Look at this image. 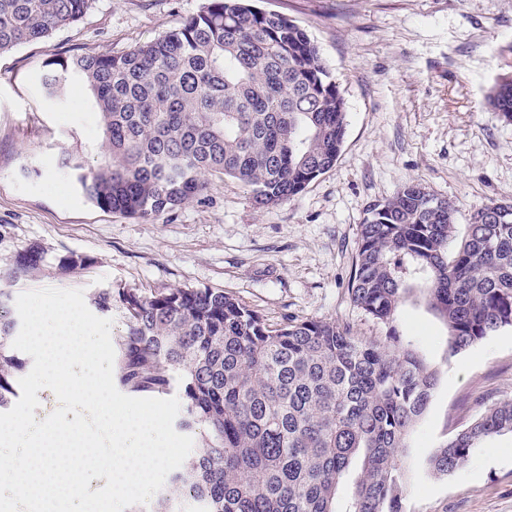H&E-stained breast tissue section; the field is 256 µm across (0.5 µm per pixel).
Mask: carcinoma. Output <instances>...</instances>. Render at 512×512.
I'll return each instance as SVG.
<instances>
[{"mask_svg": "<svg viewBox=\"0 0 512 512\" xmlns=\"http://www.w3.org/2000/svg\"><path fill=\"white\" fill-rule=\"evenodd\" d=\"M95 0H0V53L45 42L82 19ZM76 77L91 91L102 128L101 162L71 154L59 167L104 211L148 220L200 196L213 177L238 180L268 207L331 169L346 130L344 101L318 49L287 17L248 0H205L179 27L122 54L46 62L40 81L54 98ZM490 106L512 121V79L500 76ZM479 207L458 237L455 208L420 183L373 205L359 225L348 293L385 328L363 339L348 324L286 319L277 327L214 288H122L91 295L101 313L121 304L113 377L134 397L174 396L177 425L196 446L153 512H403V449L430 403L437 371L400 334L399 308L421 295L448 329L454 356L512 327V203L489 219ZM29 246L7 273L40 271ZM59 257L67 275L91 267ZM19 320L0 289V408L17 396L22 361L12 348ZM512 434V400L490 405L429 461L449 475L490 438Z\"/></svg>", "mask_w": 512, "mask_h": 512, "instance_id": "cac0c4a2", "label": "carcinoma"}]
</instances>
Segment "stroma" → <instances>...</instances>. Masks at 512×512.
Here are the masks:
<instances>
[{"label":"stroma","instance_id":"35a3bbf8","mask_svg":"<svg viewBox=\"0 0 512 512\" xmlns=\"http://www.w3.org/2000/svg\"><path fill=\"white\" fill-rule=\"evenodd\" d=\"M203 0H95L48 43L0 53V288L144 292L219 288L268 324L316 318L365 338L383 328L353 305L348 285L358 229L374 204L416 181L451 202L458 226L477 208L512 200V122L486 103L512 70V0H253L304 29L344 99L346 134L335 165L293 198L258 207L232 179L151 220L98 208L57 165L68 153L94 163L101 129L80 81L46 98L39 81L52 54H120L179 27ZM39 244L47 259L88 256L82 274L7 284L16 256ZM439 378L402 457L405 512H512V434L470 463L436 476L429 460L461 426L512 400V328L457 355L423 299L400 309Z\"/></svg>","mask_w":512,"mask_h":512}]
</instances>
